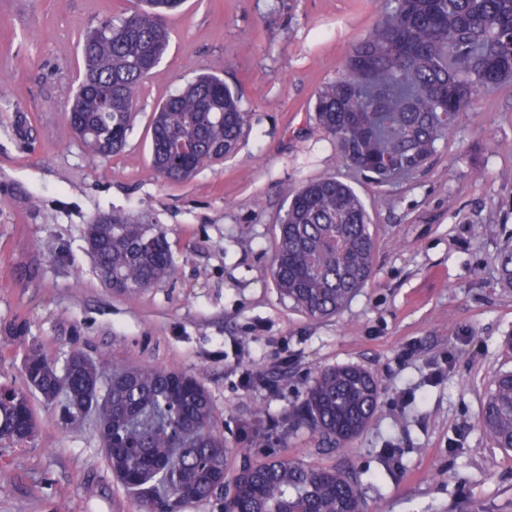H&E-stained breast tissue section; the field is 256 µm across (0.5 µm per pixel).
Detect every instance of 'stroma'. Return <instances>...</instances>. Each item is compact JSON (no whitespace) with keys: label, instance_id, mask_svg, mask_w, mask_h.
<instances>
[{"label":"stroma","instance_id":"35a3bbf8","mask_svg":"<svg viewBox=\"0 0 512 512\" xmlns=\"http://www.w3.org/2000/svg\"><path fill=\"white\" fill-rule=\"evenodd\" d=\"M131 0H0V385L24 388L28 343L56 363L73 350L116 364L200 375L235 475L242 420H279L278 455L350 472L364 512H512V451L478 419L512 370V288L494 256L512 236V83L474 97L439 151L397 185L347 166L315 121L383 0H186L145 81L125 149L92 158L71 131L60 85L75 83L90 26ZM201 73L237 92L248 123L236 154L173 183L150 167L156 106ZM483 170L473 179V170ZM332 175L362 197L381 236L375 276L336 318L281 298L270 274L281 185ZM118 213L160 225L172 275L131 295L105 288L86 227ZM492 225L475 238L474 226ZM20 324L23 340L9 329ZM356 365L381 384L369 427L319 447L283 420L314 375ZM443 377H433L434 368ZM274 369L271 388L244 370ZM33 440L0 443V512H143L112 473L95 417L76 429L38 395Z\"/></svg>","mask_w":512,"mask_h":512}]
</instances>
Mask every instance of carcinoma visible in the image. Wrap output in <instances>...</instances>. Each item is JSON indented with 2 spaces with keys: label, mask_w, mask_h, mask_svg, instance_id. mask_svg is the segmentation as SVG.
I'll list each match as a JSON object with an SVG mask.
<instances>
[{
  "label": "carcinoma",
  "mask_w": 512,
  "mask_h": 512,
  "mask_svg": "<svg viewBox=\"0 0 512 512\" xmlns=\"http://www.w3.org/2000/svg\"><path fill=\"white\" fill-rule=\"evenodd\" d=\"M144 8L101 21L83 44L84 75L63 88L68 121L93 157L109 158L127 143L139 88L169 40L164 19L183 0H143ZM512 82V0H388L358 41L341 74L314 101L316 122L345 163L379 186L393 171L423 167L472 98ZM247 123L238 95L218 76L202 74L160 104L151 119V166L171 181L192 177L233 154ZM286 208L272 261L280 295L315 320L339 315L375 275L379 236L366 207L343 181L325 176L282 187ZM87 243L112 290L132 293L172 272L169 245L154 224L120 214L87 225ZM501 280L512 286V244L498 251ZM29 390L61 407L62 423L79 426L98 413L112 472L145 512H183L219 497L222 512H363L357 484L345 472L250 450L265 447L263 412L242 425L246 447L232 481L225 472L224 434L212 424L210 397L195 375L158 367L110 364L73 351L57 369L38 348L23 360ZM110 372L112 385L100 391ZM379 381L355 365L320 370L288 424L343 448L373 419ZM479 427L498 448L512 450V371L500 373ZM36 416L27 394L0 387V440L33 438Z\"/></svg>",
  "instance_id": "carcinoma-1"
}]
</instances>
